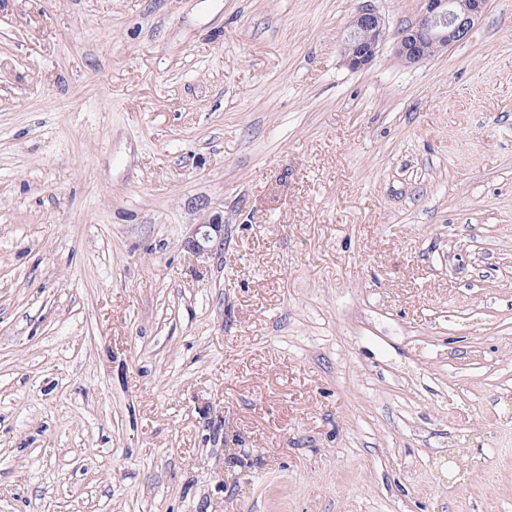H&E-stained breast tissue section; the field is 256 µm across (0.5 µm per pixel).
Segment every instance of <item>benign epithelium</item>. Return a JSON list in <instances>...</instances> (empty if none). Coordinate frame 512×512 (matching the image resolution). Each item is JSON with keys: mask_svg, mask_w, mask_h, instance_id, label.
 I'll use <instances>...</instances> for the list:
<instances>
[{"mask_svg": "<svg viewBox=\"0 0 512 512\" xmlns=\"http://www.w3.org/2000/svg\"><path fill=\"white\" fill-rule=\"evenodd\" d=\"M422 17L403 30L396 44V55L407 64L426 58L425 48L441 51L466 39L475 22L485 11L487 0H424ZM387 38V27L382 14L366 2L352 17L344 38L343 57L354 70L363 69L375 58ZM186 248L195 253L224 251V225L212 219L198 226L196 235L186 242Z\"/></svg>", "mask_w": 512, "mask_h": 512, "instance_id": "1", "label": "benign epithelium"}]
</instances>
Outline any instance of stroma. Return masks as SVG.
<instances>
[{
    "instance_id": "obj_1",
    "label": "stroma",
    "mask_w": 512,
    "mask_h": 512,
    "mask_svg": "<svg viewBox=\"0 0 512 512\" xmlns=\"http://www.w3.org/2000/svg\"><path fill=\"white\" fill-rule=\"evenodd\" d=\"M363 2L0 0V512H512V0ZM368 2L352 17L342 44L344 60L354 70L368 66L387 38L385 19ZM422 17L403 30L396 55L406 64L426 59L425 48H448L466 39L485 11L487 0H424ZM198 235V236H197ZM192 253H219L224 250V226L215 219L199 224L195 236L185 244Z\"/></svg>"
}]
</instances>
